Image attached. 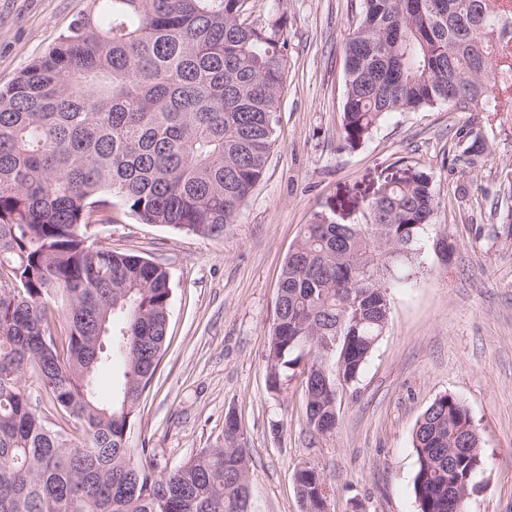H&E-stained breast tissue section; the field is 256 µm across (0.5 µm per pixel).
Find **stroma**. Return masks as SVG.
I'll list each match as a JSON object with an SVG mask.
<instances>
[{
	"mask_svg": "<svg viewBox=\"0 0 512 512\" xmlns=\"http://www.w3.org/2000/svg\"><path fill=\"white\" fill-rule=\"evenodd\" d=\"M92 0H0V87L57 40ZM362 0H247L250 21L286 18L288 58L276 141L236 224L213 238L143 224L113 200L92 241L161 262L171 276L167 350L134 419L167 472L211 446L235 414L251 458L254 512H302L297 468L316 466L327 512H417L413 428L437 397L469 409L487 463L468 512H512V112L441 103L386 115L359 147L341 139L344 50ZM483 134L478 165L459 161ZM429 174L440 207L416 269L389 281L388 326L338 423H306L300 378L267 384V342L282 266L315 213L362 222V205L405 170ZM456 244L451 262L435 249Z\"/></svg>",
	"mask_w": 512,
	"mask_h": 512,
	"instance_id": "obj_1",
	"label": "stroma"
}]
</instances>
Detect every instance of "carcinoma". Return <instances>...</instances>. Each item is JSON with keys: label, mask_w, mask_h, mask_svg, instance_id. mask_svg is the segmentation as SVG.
Listing matches in <instances>:
<instances>
[{"label": "carcinoma", "mask_w": 512, "mask_h": 512, "mask_svg": "<svg viewBox=\"0 0 512 512\" xmlns=\"http://www.w3.org/2000/svg\"><path fill=\"white\" fill-rule=\"evenodd\" d=\"M247 0H93L57 44L0 88V512H252L234 414L168 474L134 458L135 409L165 353L168 269L89 242L117 198L143 224L216 237L262 178L288 38ZM345 46L341 137L361 145L390 112L447 103L512 111V0H362ZM439 207L422 171L383 184L364 221L315 214L282 267L268 386L309 367L305 413L337 424L388 324L385 283L415 260ZM122 361L104 400L97 373ZM39 388L26 386L28 373ZM52 404L57 422L42 410ZM417 512H467L485 465L466 405L437 397L413 430ZM303 512L331 483L295 473Z\"/></svg>", "instance_id": "obj_1"}]
</instances>
